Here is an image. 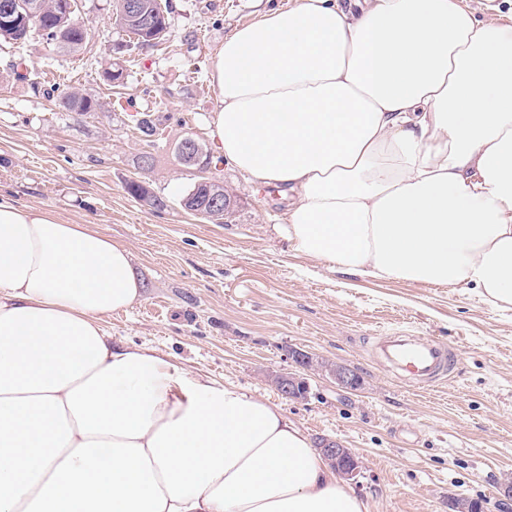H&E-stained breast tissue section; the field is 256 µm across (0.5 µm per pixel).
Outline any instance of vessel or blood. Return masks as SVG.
Wrapping results in <instances>:
<instances>
[{
  "mask_svg": "<svg viewBox=\"0 0 512 512\" xmlns=\"http://www.w3.org/2000/svg\"><path fill=\"white\" fill-rule=\"evenodd\" d=\"M370 352L372 359L396 380L422 389L453 374L457 364L454 347L410 334L377 337Z\"/></svg>",
  "mask_w": 512,
  "mask_h": 512,
  "instance_id": "1",
  "label": "vessel or blood"
}]
</instances>
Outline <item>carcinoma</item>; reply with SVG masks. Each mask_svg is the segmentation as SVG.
I'll list each match as a JSON object with an SVG mask.
<instances>
[{"label":"carcinoma","mask_w":512,"mask_h":512,"mask_svg":"<svg viewBox=\"0 0 512 512\" xmlns=\"http://www.w3.org/2000/svg\"><path fill=\"white\" fill-rule=\"evenodd\" d=\"M14 5L26 16V21L19 27L0 32V41L13 45H24L30 39L37 38L47 47L54 50H63L68 53L81 51L89 42L85 25L73 22L71 37L68 43L62 45L56 42V26L58 17L51 9L55 0H0V7L4 3ZM150 6L151 27L146 29L136 23L129 22L125 17L126 0H113L112 20L114 24L128 33L137 46H151L166 37L168 22L166 10L157 0H148ZM64 102L59 107L72 116L87 118L95 116L102 110V104L92 96L73 89L63 94ZM135 129L139 132L141 140L149 148L157 145L162 136L161 121L151 112H138L132 116ZM127 192L134 198L147 205L162 209L165 201L153 195L144 181H131L127 183Z\"/></svg>","instance_id":"obj_1"}]
</instances>
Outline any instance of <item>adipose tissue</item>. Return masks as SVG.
Returning <instances> with one entry per match:
<instances>
[{"label":"adipose tissue","mask_w":512,"mask_h":512,"mask_svg":"<svg viewBox=\"0 0 512 512\" xmlns=\"http://www.w3.org/2000/svg\"><path fill=\"white\" fill-rule=\"evenodd\" d=\"M211 131L289 248L512 309V26L297 0L226 38ZM129 249L0 198V512H370L274 404L117 345Z\"/></svg>","instance_id":"ef3b65f1"}]
</instances>
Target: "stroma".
Returning <instances> with one entry per match:
<instances>
[{
	"label": "stroma",
	"instance_id": "35a3bbf8",
	"mask_svg": "<svg viewBox=\"0 0 512 512\" xmlns=\"http://www.w3.org/2000/svg\"><path fill=\"white\" fill-rule=\"evenodd\" d=\"M162 2L168 35L155 47H128L111 21L112 0H77L92 31L81 52L0 43V194L124 244L144 298L107 319L113 342L152 347L187 372L240 386L280 406L310 438L352 448L365 466L357 492L372 512H448L452 494L497 512L499 485L512 476V310L470 288L345 274L291 251L276 229L287 195L227 163L215 173L238 202L226 222L184 210L195 175L176 162L173 144L190 135L222 153L208 133L215 52L294 0ZM22 58L40 91L16 78L11 64ZM116 60L127 71L118 87L104 78ZM74 87L105 103V114L74 120L46 94ZM133 111L162 116L166 129L149 171L138 165L145 146ZM134 180L148 182L166 208L131 197L125 186ZM394 330L452 345L457 372L429 391L389 377L369 347ZM292 348L349 366L362 386L347 390L310 371L306 399L282 397L272 379L292 370Z\"/></svg>",
	"mask_w": 512,
	"mask_h": 512
}]
</instances>
